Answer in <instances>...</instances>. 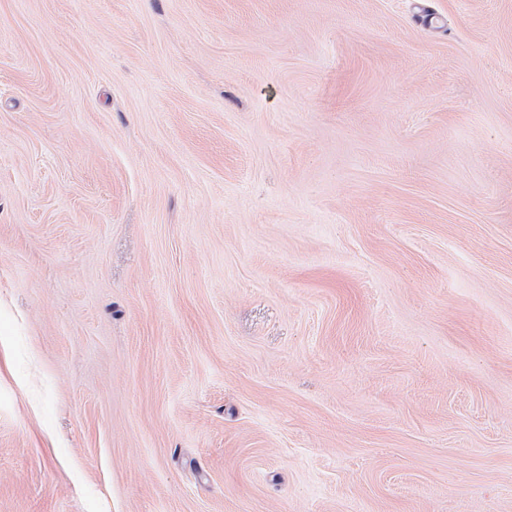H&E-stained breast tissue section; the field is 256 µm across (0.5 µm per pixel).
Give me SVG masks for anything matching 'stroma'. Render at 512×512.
<instances>
[{
  "label": "stroma",
  "instance_id": "obj_1",
  "mask_svg": "<svg viewBox=\"0 0 512 512\" xmlns=\"http://www.w3.org/2000/svg\"><path fill=\"white\" fill-rule=\"evenodd\" d=\"M0 512H512V0H0Z\"/></svg>",
  "mask_w": 512,
  "mask_h": 512
}]
</instances>
